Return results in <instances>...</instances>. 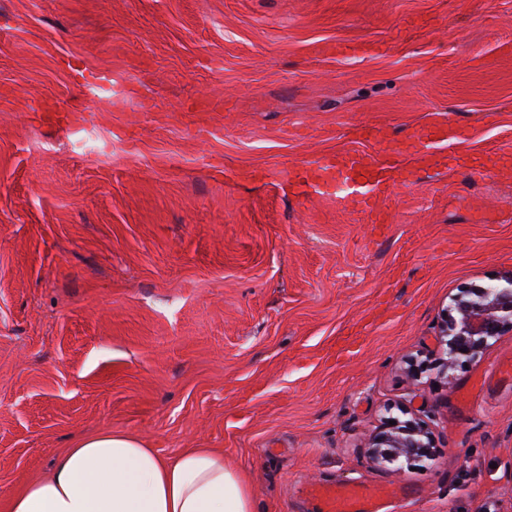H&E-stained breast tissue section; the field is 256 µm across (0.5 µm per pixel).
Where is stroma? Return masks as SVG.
I'll return each instance as SVG.
<instances>
[{"mask_svg": "<svg viewBox=\"0 0 512 512\" xmlns=\"http://www.w3.org/2000/svg\"><path fill=\"white\" fill-rule=\"evenodd\" d=\"M339 39L386 51L344 60ZM442 118L367 223L288 170ZM512 0H0V512L87 435L220 448L258 512L393 481L383 512H512L505 333L409 382L452 295L512 272ZM432 459L375 467L401 406Z\"/></svg>", "mask_w": 512, "mask_h": 512, "instance_id": "obj_1", "label": "stroma"}]
</instances>
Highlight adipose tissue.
I'll use <instances>...</instances> for the list:
<instances>
[{
	"instance_id": "adipose-tissue-1",
	"label": "adipose tissue",
	"mask_w": 512,
	"mask_h": 512,
	"mask_svg": "<svg viewBox=\"0 0 512 512\" xmlns=\"http://www.w3.org/2000/svg\"><path fill=\"white\" fill-rule=\"evenodd\" d=\"M8 512H256L223 451L189 448L167 459L133 435L99 432L27 481Z\"/></svg>"
}]
</instances>
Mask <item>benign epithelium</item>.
Returning <instances> with one entry per match:
<instances>
[{
	"label": "benign epithelium",
	"instance_id": "7a95c632",
	"mask_svg": "<svg viewBox=\"0 0 512 512\" xmlns=\"http://www.w3.org/2000/svg\"><path fill=\"white\" fill-rule=\"evenodd\" d=\"M507 331L512 332V273L502 285L467 288L451 297L432 369L439 377L451 379L457 367L476 360L489 341ZM433 454L432 432L416 417L384 418L368 446L371 463L392 471L429 460Z\"/></svg>",
	"mask_w": 512,
	"mask_h": 512
}]
</instances>
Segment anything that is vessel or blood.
Here are the masks:
<instances>
[{"instance_id": "b4317fda", "label": "vessel or blood", "mask_w": 512, "mask_h": 512, "mask_svg": "<svg viewBox=\"0 0 512 512\" xmlns=\"http://www.w3.org/2000/svg\"><path fill=\"white\" fill-rule=\"evenodd\" d=\"M326 52L341 58L374 56L381 52L378 44L339 40L329 43ZM365 140L375 141L379 149L373 157H365L355 151L339 152L304 162L295 170V179L301 191L317 190L320 184H335L338 190L350 192L354 203L369 223L383 224L386 212L377 205V198L388 191L395 174L401 173V163L409 157L425 159L439 155L449 167L460 166L459 153L461 132L452 124L432 120L411 127L403 137L391 141H379L377 130L365 128ZM312 496L319 499L321 512H369L368 505L380 498L382 491L347 482H333L315 486Z\"/></svg>"}]
</instances>
